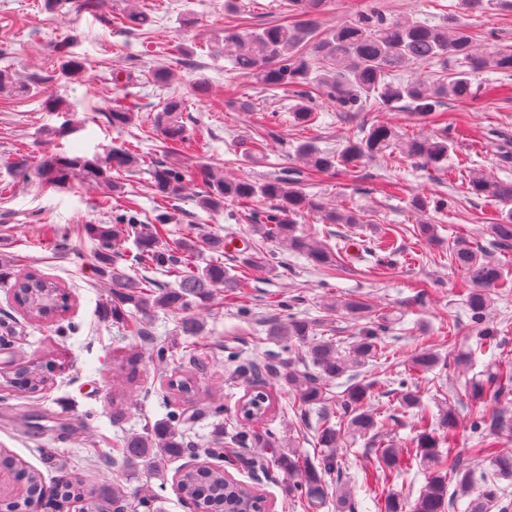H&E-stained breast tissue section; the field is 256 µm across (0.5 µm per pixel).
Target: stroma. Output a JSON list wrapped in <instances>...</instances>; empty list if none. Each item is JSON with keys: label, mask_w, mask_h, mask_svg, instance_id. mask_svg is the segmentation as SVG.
I'll list each match as a JSON object with an SVG mask.
<instances>
[{"label": "stroma", "mask_w": 512, "mask_h": 512, "mask_svg": "<svg viewBox=\"0 0 512 512\" xmlns=\"http://www.w3.org/2000/svg\"><path fill=\"white\" fill-rule=\"evenodd\" d=\"M148 17L143 30L123 32L112 17L125 7V0H107L104 9L50 8L46 0H0V72L21 81L30 74L41 77L40 92L21 99L0 93V253L11 255L20 267L50 275L64 282L72 307L65 313L63 335L29 323L14 307L6 288L0 287V325L14 327L15 353L24 359H54L57 368L52 388L32 401L9 385L7 369H0V449L15 454L39 469L46 487L58 479L86 472L100 483L115 480L134 490L147 485L158 490L160 512H189L175 489V473L185 459L165 463L163 475H147L143 468L122 469L112 463V441L119 429L142 430L162 419L166 412L165 389L157 380L155 365L139 366L140 386L127 397L129 407L123 426L112 421L109 398L112 384L122 381L113 358L119 330L102 318L107 290L93 272L95 244L84 233L87 223H111L112 213L102 206V187L74 180L70 189L57 191L35 183L13 181L8 169L14 161H38L50 152L85 155L103 153L111 146L125 145L154 156V119L167 98L181 97L185 103L182 120L188 130L175 157L188 184L183 198L167 204L173 215L168 242L186 237L191 225L200 224L222 236L246 233L243 209L266 212L269 200L256 198L249 206L225 201L223 212L203 211L194 200L201 187L196 179L199 166L207 165L253 180L282 176L301 166L295 149L304 141L333 147L353 135L335 103L327 97L314 99V122L294 125L290 107L296 100L291 88H268L242 78L227 54H216L215 37L225 25L224 0H137ZM458 0H380L391 18L438 24L453 18L479 41L512 46V0H487L480 13L458 9ZM66 42L69 55L81 59L79 76L62 72L56 51ZM172 73L168 85L155 83L154 69ZM211 86L207 97L193 92L197 80ZM52 98L65 100L75 109L80 124L72 134L52 139L48 130L60 127L66 113L48 108ZM139 105L134 125L110 126L104 112L129 101ZM442 121L419 116L402 107L391 112H366L371 123L393 125L403 137L448 134L455 142L444 168L422 169L400 154L367 161L350 172L304 178L300 189L320 198L328 206L354 212L359 225L325 224L312 213L298 216L300 227L330 244L354 235L352 260L347 270L324 277L305 258L293 256L276 243H267L277 255L275 272L253 269L248 273L245 296L228 298L217 315H204L203 337L215 359L216 374L197 378L199 396H206L214 381H222L225 411L195 427L197 435L210 438L216 428L231 427L234 406L244 394L248 380L232 374L223 364L224 345H245L251 334L262 332L273 317L295 314L324 319L337 335H355L358 324L343 312L330 311L331 302L362 296L374 313L388 314L390 321L382 336L389 356L387 369L392 380L415 383L421 391L432 388L435 377L448 387L447 398L455 406L460 425L455 435L438 429L440 438H451L458 450L472 447L469 424L478 406L464 396L469 381L481 377L492 364L512 366V295H493L490 324L497 329L501 346L496 358L476 353L477 332L467 314L461 286L463 274L450 262V252L459 243L484 250L499 262L512 279V250L494 249L488 226L499 210L497 202L479 199L466 192L470 171L512 179V162L501 157L503 144L512 143V96L480 94L475 100H444ZM262 119L271 149L260 162H252L242 143L253 134L255 119ZM125 195L139 205V219L152 223L155 198L147 169L118 174ZM399 183L397 193L387 194L388 183ZM439 195L448 200L445 213L420 216L409 206L418 194ZM434 224L439 239L429 242L418 236L417 224ZM396 230V252L375 258L365 247L375 246L382 226ZM425 286L428 297L415 299L417 286ZM282 295L283 309L269 300ZM431 346L449 361L439 373L412 371L409 356L414 349ZM471 355L467 367L455 360ZM281 410L272 414L269 426L280 436L297 439L298 452L313 456L312 431L306 430L289 396H281ZM27 413L43 414L42 436H32L23 424ZM347 468L343 485L350 491L352 512H381L377 492L361 488L355 474L372 465L374 457L364 439H346ZM239 481L263 493L274 512H308L303 501L289 498L284 474L275 468L255 473L245 466L231 467Z\"/></svg>", "instance_id": "stroma-1"}]
</instances>
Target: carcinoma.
I'll list each match as a JSON object with an SVG mask.
<instances>
[{"label":"carcinoma","instance_id":"obj_1","mask_svg":"<svg viewBox=\"0 0 512 512\" xmlns=\"http://www.w3.org/2000/svg\"><path fill=\"white\" fill-rule=\"evenodd\" d=\"M326 9V0H288V20L259 28L249 27L246 17L232 14L227 18L221 43L230 53L239 74L255 83L270 88H298V103L292 114L296 124L307 126L314 120L312 100L322 94L343 112L346 119L357 121L360 113L373 108L390 111L397 104L406 103L423 116H431L445 99L467 101L481 91H500L502 85L489 83L479 89L474 77L480 72L512 75V49L493 44L479 52L474 37L465 28L455 24H428L417 20H392L377 6L359 11L348 22L325 34L318 32L319 17ZM430 63L440 68L434 81L404 79L402 74L413 65ZM38 78L15 82L0 73V91H9L17 97L30 95ZM138 104L131 103L112 110L108 122L124 128L137 118ZM183 99L169 98L158 114L156 132L163 155H174L175 146L187 137V128L181 120ZM452 141L446 136H417L402 139L394 126L373 124L363 130V136L345 140L336 151H322L306 141L296 152L303 161L301 173L319 176L356 167L364 160L384 158L400 153L425 168H439L448 161ZM268 143L261 131L244 143L249 158L266 156ZM141 165L138 153L125 146H113L92 158L50 154L32 165L22 158L10 168L18 182H38L44 186L62 189L71 180L80 178L106 186L114 193L121 185L112 179V172H128ZM151 183L157 199L164 202L181 196L185 190L184 174L175 162L163 159L150 162ZM197 179L204 187L197 204L208 212L224 210V200L235 199L243 205L262 196L274 207L264 215L244 214L251 221L250 231L255 236L251 245L239 254L243 268H257L263 256L264 245L277 241L289 252L306 257L325 276H333L347 268L348 247H331L318 237L299 229L295 217L303 212L320 216L326 224H355L351 212L327 207L316 198L304 194L295 178L273 177L262 182L249 178L224 177V173L209 166H200ZM468 193L478 198H492L503 205L489 232L492 246L512 249V181L493 180L483 174L468 181ZM416 212H439L448 208L441 197L417 195L410 201ZM171 216L157 213L152 224L138 223V209L128 207L115 214L110 224H86L85 234L97 244L94 254L95 272L107 282L109 293L105 316L134 342L116 348L115 360L128 370L129 378L136 377L142 361V350H155L158 376L167 379L173 391V401L166 404L165 417L155 422L147 432H124L115 439L121 450L122 465L141 466L157 473L169 459L183 456L185 426L205 416L224 411V405L214 401L196 402L197 388L194 375L185 371L183 358H188L196 370L210 364V355L193 350L196 339L203 335L204 324L198 311L211 309L218 294L236 293L247 287L246 277L230 273L222 263L203 267L191 261L199 245L213 252L224 251V237L199 230L174 249L167 245L165 234ZM135 236L137 262L143 267L162 269L175 278L168 288H155L120 267L117 253L122 239ZM451 263L464 274V294L469 318L477 329L479 346L495 351L500 343L496 331L487 323L491 295L512 293V281L504 278L499 265L476 250L460 246L450 253ZM0 282L12 293L14 302L28 321L56 326L70 307L66 285L42 273L18 268L14 261L0 253ZM351 319L361 323L356 340L337 336L318 335L311 321L288 315L266 325V337L252 339L254 353L243 359L240 352L228 348V360L239 363V368L250 373V389L239 399L237 412L242 424L229 435L219 432L201 449L208 458L224 457V440L239 448H256L248 461L251 468H277L288 478V494L303 498L311 506L326 502V477L341 476L347 458L339 455L346 435L359 436L372 445L376 474L385 477L399 475L415 466L425 474V485L411 500L399 491L389 490L384 496V512H449L458 500L468 499L466 512H512V501L507 498L501 481L512 480V416L505 409L482 410L470 423L474 447L467 455L440 448L436 429L450 431L458 427L456 409L447 407L433 413L423 401L414 383L398 381L399 391L388 406L387 418L396 412H410L416 420L417 432L409 446L395 448L385 441L387 424L380 413L368 406L371 392L377 386L373 380L359 378V370L383 356L381 336L386 326L371 314L370 307L361 299H349L339 305ZM159 311L177 317V335L185 338V350L175 356L169 349L156 343L152 318ZM269 341L283 344L288 351V368H273L264 357L263 345ZM415 372H428L440 364L437 353L428 348L414 350L410 357ZM55 364L23 362L11 372L10 385L31 398L46 391L53 384ZM350 375L351 383L339 394L332 391L333 383ZM512 391V369H501L486 382H475L468 388V398L480 404H495ZM281 392L292 395L297 410L303 414L317 412L319 420L316 444L323 454L315 459L301 456L293 447H284L283 439L271 429L258 431L254 423L261 421L275 409ZM336 406L337 422H332ZM486 460L491 471H480L475 462ZM10 468L25 477L28 496L43 494L42 474L29 468L12 454H0V468ZM222 465H208L194 470H183L178 476V489L187 497L201 501L209 512H236V509L261 510L262 499L244 483L228 482ZM453 492H448L449 485ZM68 500L85 501L86 512H112L116 503L127 501L128 491L120 484L107 486L89 484L77 476L65 481L59 491Z\"/></svg>","mask_w":512,"mask_h":512}]
</instances>
